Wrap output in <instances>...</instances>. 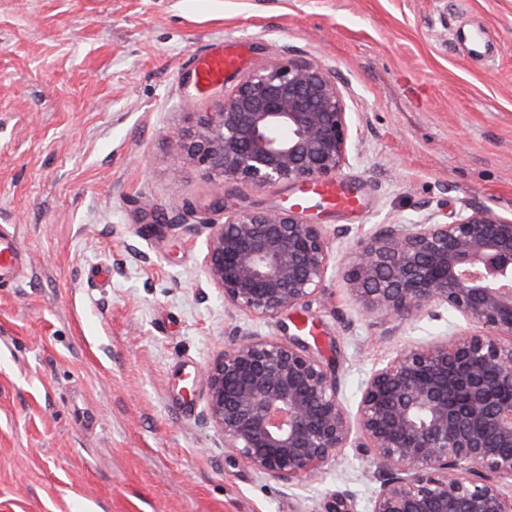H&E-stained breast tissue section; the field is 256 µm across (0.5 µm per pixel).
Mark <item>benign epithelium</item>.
<instances>
[{"mask_svg": "<svg viewBox=\"0 0 512 512\" xmlns=\"http://www.w3.org/2000/svg\"><path fill=\"white\" fill-rule=\"evenodd\" d=\"M354 139L332 72L275 52L219 111L197 113L172 166L258 188L307 185L336 176ZM205 228L204 272L229 310L273 319L307 306L335 267L390 336L435 307L468 325L373 369L354 417L309 347L237 334L202 374L225 448L290 487L356 436L382 475L372 512H512V218L473 209L451 224H386L345 263L293 207L230 212Z\"/></svg>", "mask_w": 512, "mask_h": 512, "instance_id": "benign-epithelium-1", "label": "benign epithelium"}]
</instances>
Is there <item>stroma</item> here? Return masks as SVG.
<instances>
[{
	"mask_svg": "<svg viewBox=\"0 0 512 512\" xmlns=\"http://www.w3.org/2000/svg\"><path fill=\"white\" fill-rule=\"evenodd\" d=\"M475 29L490 54L452 45ZM228 37L244 63L197 86L195 54ZM275 47L330 69L358 128L340 176L363 207L303 212L332 251L383 224L512 217V0H0V225L27 265L0 289V512H371V453L285 487L224 449L199 380L235 331L298 338L353 411L372 367L464 327L439 308L385 335L334 273L275 319L225 310L207 224L297 189L170 161Z\"/></svg>",
	"mask_w": 512,
	"mask_h": 512,
	"instance_id": "1",
	"label": "stroma"
}]
</instances>
